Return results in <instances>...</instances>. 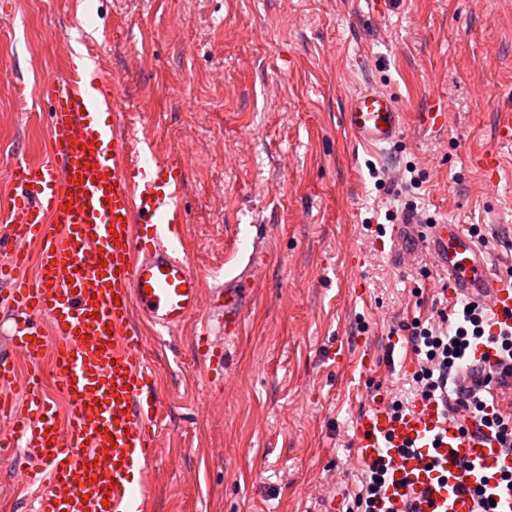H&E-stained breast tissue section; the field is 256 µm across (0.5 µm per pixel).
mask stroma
<instances>
[{
	"label": "stroma",
	"instance_id": "obj_1",
	"mask_svg": "<svg viewBox=\"0 0 512 512\" xmlns=\"http://www.w3.org/2000/svg\"><path fill=\"white\" fill-rule=\"evenodd\" d=\"M77 35L127 127L186 160L180 236L203 290L254 272L223 388L195 355L194 324L146 337L164 403L156 512H319L320 486L356 492L352 419L371 385L396 392L409 377L413 354H387L389 328L431 317L447 282L426 248L403 265L383 252L387 211L413 200L479 225L492 265L512 266V223L496 221L512 210V146L494 137L512 104V0H0V192L15 158L50 148L42 89ZM369 88L404 112L398 142L367 148L345 130ZM438 98L447 128L421 130L415 113ZM485 152L500 161L492 189L473 162ZM408 165L417 198L399 179ZM339 346L341 364L328 358ZM39 493L23 459L0 458V512H35Z\"/></svg>",
	"mask_w": 512,
	"mask_h": 512
}]
</instances>
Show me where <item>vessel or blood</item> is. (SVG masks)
I'll return each mask as SVG.
<instances>
[{"label": "vessel or blood", "mask_w": 512, "mask_h": 512, "mask_svg": "<svg viewBox=\"0 0 512 512\" xmlns=\"http://www.w3.org/2000/svg\"><path fill=\"white\" fill-rule=\"evenodd\" d=\"M45 95L51 148L40 161L17 160L12 191L0 194V240L19 244L0 266V283L9 287L13 343L30 358L54 359L70 400L68 422L60 424L31 375L22 408L0 396V414L12 424L0 433V454L23 442L42 485L36 512H155L149 482L163 405L136 320L168 330L202 314L197 356L209 384L221 385L253 299L252 271L203 293L180 254L185 167L177 158L143 165L99 59L48 79ZM447 112L440 100L416 122L441 130ZM343 124L358 143L376 148L398 140L403 114L391 94L371 89L351 98ZM495 138L512 145L511 105L496 111ZM26 241L40 245L32 279ZM420 242L447 273L451 298L486 304L494 324L512 326V276L490 265L475 236L459 224H398L390 254L405 262ZM351 432L358 461L387 470L379 512H474L477 488L497 512H512V488L501 481L512 473V454L490 433L460 434L438 400L415 401L398 418L375 402L354 417ZM465 460L474 465L467 473Z\"/></svg>", "instance_id": "vessel-or-blood-1"}]
</instances>
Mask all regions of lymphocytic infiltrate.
<instances>
[{
  "label": "lymphocytic infiltrate",
  "instance_id": "1",
  "mask_svg": "<svg viewBox=\"0 0 512 512\" xmlns=\"http://www.w3.org/2000/svg\"><path fill=\"white\" fill-rule=\"evenodd\" d=\"M438 323L423 324L420 320L400 323L406 331V344L417 357L411 375L413 398H430L447 394L456 386L454 425L461 434L476 426H496L501 448L512 454V412L488 417V399L507 401L512 396V327L492 333L490 313L476 304L460 308L456 317L438 310ZM487 343L497 352V367H471L469 350L473 345Z\"/></svg>",
  "mask_w": 512,
  "mask_h": 512
}]
</instances>
